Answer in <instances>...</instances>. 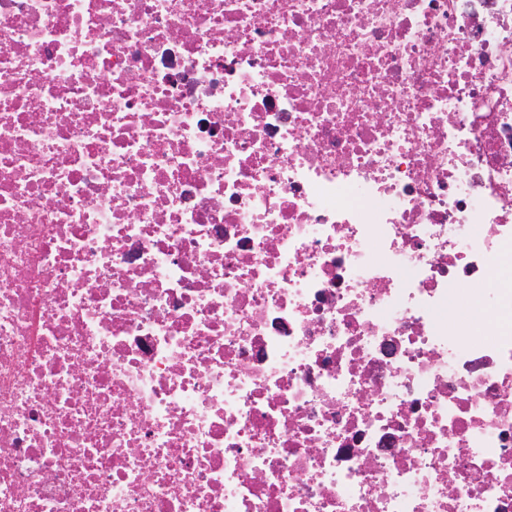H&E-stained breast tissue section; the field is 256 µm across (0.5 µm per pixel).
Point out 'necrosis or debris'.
<instances>
[{
  "label": "necrosis or debris",
  "mask_w": 512,
  "mask_h": 512,
  "mask_svg": "<svg viewBox=\"0 0 512 512\" xmlns=\"http://www.w3.org/2000/svg\"><path fill=\"white\" fill-rule=\"evenodd\" d=\"M511 243L512 0H0V512H512Z\"/></svg>",
  "instance_id": "4bbe7bcc"
}]
</instances>
